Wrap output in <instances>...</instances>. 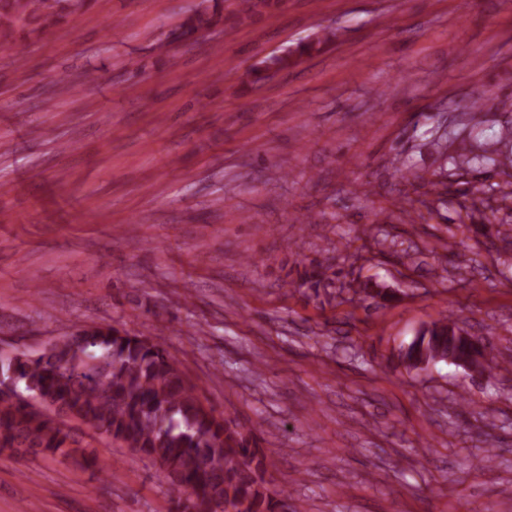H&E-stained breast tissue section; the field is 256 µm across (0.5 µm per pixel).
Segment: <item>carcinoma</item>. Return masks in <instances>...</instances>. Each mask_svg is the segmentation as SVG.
<instances>
[{"mask_svg": "<svg viewBox=\"0 0 512 512\" xmlns=\"http://www.w3.org/2000/svg\"><path fill=\"white\" fill-rule=\"evenodd\" d=\"M89 0H0V28L51 24L88 7ZM223 18L218 4L200 0L182 25L190 38ZM334 34L327 30L273 53L250 70L252 83L286 71L321 51ZM333 275L319 265L304 271L290 288H330ZM448 316L421 328L400 352L408 369L423 371L465 351ZM0 453L69 460L81 469L94 463L78 425L106 435L153 460L165 474L177 512H279L281 492L266 480L267 449L202 402L182 363L147 334L111 325L75 326L39 353L0 354ZM64 408L71 419L51 417L41 407Z\"/></svg>", "mask_w": 512, "mask_h": 512, "instance_id": "carcinoma-1", "label": "carcinoma"}]
</instances>
